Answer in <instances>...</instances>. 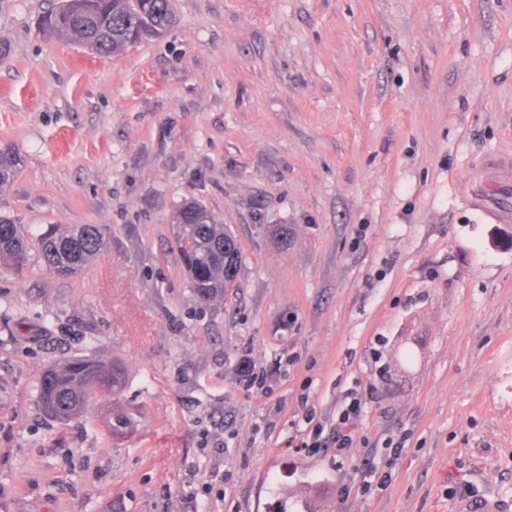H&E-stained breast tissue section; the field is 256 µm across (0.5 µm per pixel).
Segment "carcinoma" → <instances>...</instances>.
Returning a JSON list of instances; mask_svg holds the SVG:
<instances>
[{
	"mask_svg": "<svg viewBox=\"0 0 512 512\" xmlns=\"http://www.w3.org/2000/svg\"><path fill=\"white\" fill-rule=\"evenodd\" d=\"M175 23L172 0H60L47 14L42 30L93 54L114 55L145 36H160ZM21 158L0 148V197L11 186ZM176 246L190 287L204 300L224 297L241 264V251L228 228L214 221L200 203H182L172 217ZM46 267L62 278L79 275L107 245L100 224L77 227L59 224L38 241ZM30 240L9 218L0 216V268H24ZM126 381L124 366L95 356L70 357L45 370L38 385L43 412L58 421L86 416L96 395H120Z\"/></svg>",
	"mask_w": 512,
	"mask_h": 512,
	"instance_id": "cac0c4a2",
	"label": "carcinoma"
}]
</instances>
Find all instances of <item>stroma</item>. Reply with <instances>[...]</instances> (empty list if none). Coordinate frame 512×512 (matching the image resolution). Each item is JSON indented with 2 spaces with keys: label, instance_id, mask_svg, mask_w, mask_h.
Masks as SVG:
<instances>
[{
  "label": "stroma",
  "instance_id": "obj_1",
  "mask_svg": "<svg viewBox=\"0 0 512 512\" xmlns=\"http://www.w3.org/2000/svg\"><path fill=\"white\" fill-rule=\"evenodd\" d=\"M172 4L100 57L43 36L54 0H0V146L24 159L0 213L108 240L75 278L35 248L0 270V512L512 505V223L461 187L512 154V0ZM190 200L242 252L220 300L177 252ZM85 354L123 364L120 397L48 418L42 370ZM353 392V446L298 451Z\"/></svg>",
  "mask_w": 512,
  "mask_h": 512
}]
</instances>
